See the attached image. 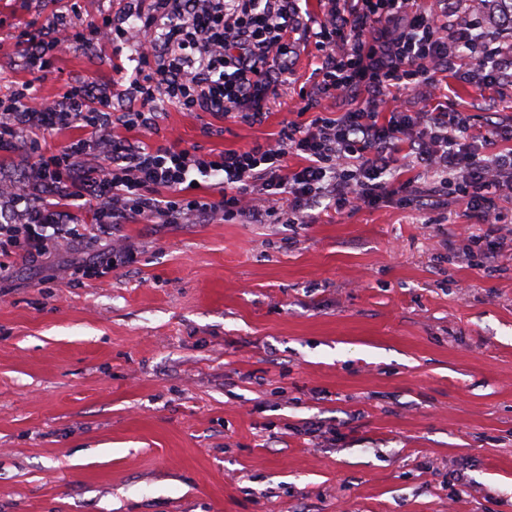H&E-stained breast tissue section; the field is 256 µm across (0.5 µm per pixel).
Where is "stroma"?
Here are the masks:
<instances>
[{"label": "stroma", "instance_id": "obj_1", "mask_svg": "<svg viewBox=\"0 0 512 512\" xmlns=\"http://www.w3.org/2000/svg\"><path fill=\"white\" fill-rule=\"evenodd\" d=\"M75 0H0V98L32 83L118 86L131 47L27 68L17 26ZM464 56L438 75L476 130L512 117V89H477ZM319 53L300 38L262 124L165 104L155 130L111 139L204 153L276 137L283 120L344 112L315 100ZM492 267L459 198L427 213L325 212L308 224H156L72 279L92 244L0 280V512H512V195ZM114 248L110 245L99 250L94 255L93 261L80 263L71 268V275L76 279L89 278L106 273L115 265Z\"/></svg>", "mask_w": 512, "mask_h": 512}]
</instances>
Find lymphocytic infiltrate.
I'll return each mask as SVG.
<instances>
[{
    "label": "lymphocytic infiltrate",
    "instance_id": "f902f5d3",
    "mask_svg": "<svg viewBox=\"0 0 512 512\" xmlns=\"http://www.w3.org/2000/svg\"><path fill=\"white\" fill-rule=\"evenodd\" d=\"M300 0H149L141 34L111 17L81 23L57 17L20 30L16 46L31 69L48 74L62 53L77 47L123 43L138 60L137 109L113 114L112 92L75 84L60 99L38 98L31 83L0 99V153L21 136L38 137L73 126L86 137L53 154L38 153L30 181L0 187V277L6 256L47 259L59 240L82 239L70 221V203L93 210L91 241L138 216L161 224L205 223L219 217L249 224H304L314 209L335 212L395 205L436 210L456 195L474 223L485 225L473 244L493 259L503 216L497 199L512 193V121L489 125L484 141H506L491 157L471 151L468 115L446 104L395 110L380 104L392 89L433 97L436 72L451 70L460 49H480L470 71L478 87L512 86V45L490 47L469 24L453 27L447 12L429 13L418 0H320L318 26L304 22ZM313 37L321 53L316 99L342 96L354 108L321 112L310 123L284 121L274 140L219 154L146 142H112L113 123L155 129L159 102L258 124L266 102L288 82L298 34ZM300 157V166L287 164ZM100 166L89 165L92 157ZM426 176L400 179L398 160ZM219 177L217 194L199 183Z\"/></svg>",
    "mask_w": 512,
    "mask_h": 512
}]
</instances>
